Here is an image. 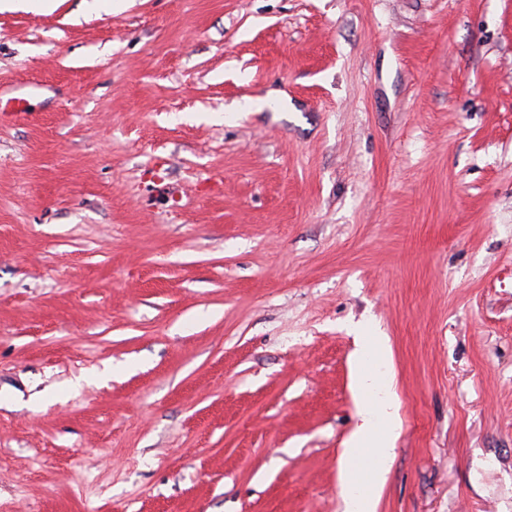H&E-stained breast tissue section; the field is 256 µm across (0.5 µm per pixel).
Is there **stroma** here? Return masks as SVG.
I'll return each instance as SVG.
<instances>
[{
    "instance_id": "1",
    "label": "stroma",
    "mask_w": 512,
    "mask_h": 512,
    "mask_svg": "<svg viewBox=\"0 0 512 512\" xmlns=\"http://www.w3.org/2000/svg\"><path fill=\"white\" fill-rule=\"evenodd\" d=\"M364 320L512 512V0L0 9V512H344Z\"/></svg>"
}]
</instances>
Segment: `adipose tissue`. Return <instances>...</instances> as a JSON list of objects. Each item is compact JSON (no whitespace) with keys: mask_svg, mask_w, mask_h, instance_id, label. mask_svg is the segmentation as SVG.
Listing matches in <instances>:
<instances>
[{"mask_svg":"<svg viewBox=\"0 0 512 512\" xmlns=\"http://www.w3.org/2000/svg\"><path fill=\"white\" fill-rule=\"evenodd\" d=\"M353 355V388L357 393L360 422L342 452L344 468H351L358 458L368 456L373 461L374 479L368 486L348 493L345 512H374V496L378 480L386 471L390 458L391 439L397 421V407L390 387L382 374L369 372L365 363L375 359L386 363L389 354L382 341L371 342L367 337L356 339Z\"/></svg>","mask_w":512,"mask_h":512,"instance_id":"adipose-tissue-1","label":"adipose tissue"}]
</instances>
